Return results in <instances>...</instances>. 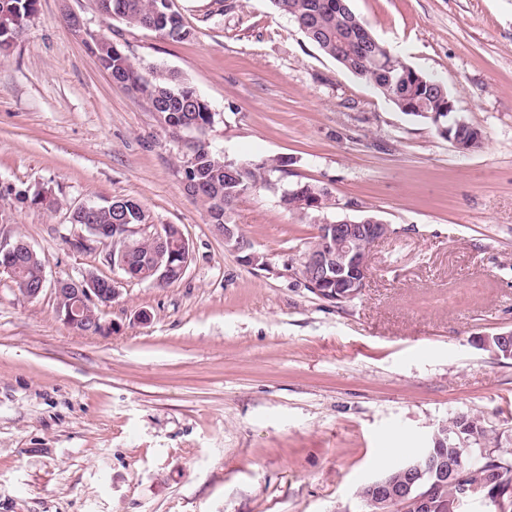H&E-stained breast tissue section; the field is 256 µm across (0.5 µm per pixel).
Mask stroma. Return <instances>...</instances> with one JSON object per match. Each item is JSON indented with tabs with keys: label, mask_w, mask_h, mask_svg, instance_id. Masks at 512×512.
<instances>
[{
	"label": "stroma",
	"mask_w": 512,
	"mask_h": 512,
	"mask_svg": "<svg viewBox=\"0 0 512 512\" xmlns=\"http://www.w3.org/2000/svg\"><path fill=\"white\" fill-rule=\"evenodd\" d=\"M169 0L183 40L38 0L0 55V188L52 190L49 209L0 200V242L45 257L25 298L0 272V512H359V490L472 412L512 448V360L479 337L512 330V0H350L374 37L445 83L481 148L456 152L313 46L269 0ZM78 16L73 29L69 16ZM105 37L138 69L174 73L215 114L212 149L291 157L335 214L372 213L358 298L318 299L297 274L318 233L261 188L231 221L263 258L224 246L184 189L162 113L112 82ZM138 200L179 225L193 259L166 287L79 251L68 208ZM117 279L99 334L59 317L56 281Z\"/></svg>",
	"instance_id": "1"
}]
</instances>
